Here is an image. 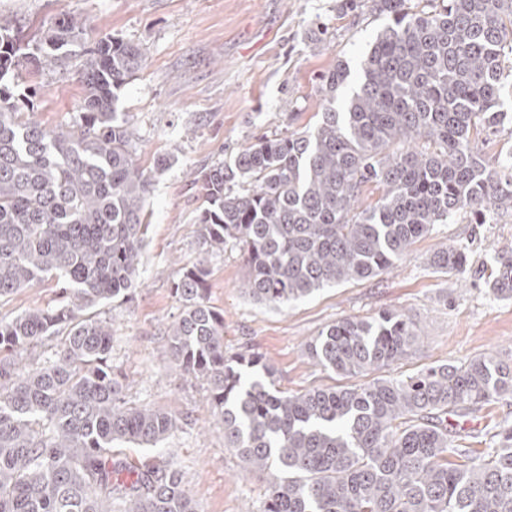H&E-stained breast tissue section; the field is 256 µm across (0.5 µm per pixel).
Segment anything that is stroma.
Returning a JSON list of instances; mask_svg holds the SVG:
<instances>
[{
    "instance_id": "35a3bbf8",
    "label": "stroma",
    "mask_w": 512,
    "mask_h": 512,
    "mask_svg": "<svg viewBox=\"0 0 512 512\" xmlns=\"http://www.w3.org/2000/svg\"><path fill=\"white\" fill-rule=\"evenodd\" d=\"M340 0H0L24 41L36 43L62 15L81 18L86 43L112 36L137 44L144 62L118 92L117 111L131 125L135 158L151 176L142 276L131 300L101 307L112 324V367L125 375L126 398L180 420L164 456L183 475L200 512H260L267 482L244 474L236 453L214 425L206 385L170 362L168 332L181 305L172 286L183 263L204 258L211 271L209 301L224 314L228 353L255 351L277 370L280 389L295 393L338 379L311 359L307 345L329 324L385 310L405 313L419 343L392 375L494 354L512 359V299L489 294L486 278L500 254L512 252V208L493 209L485 223L460 211L418 240L396 269L327 287L275 309L244 290L247 268L238 248L204 254L197 216L204 204L194 176L263 136L300 132L322 109L319 77L338 61L358 71L382 23L343 11ZM80 49L57 67L18 72L37 89L33 119L47 128L73 125L83 104ZM465 248L466 272L439 271V248ZM57 303L55 281L0 300V320ZM512 400L487 404L461 418L474 430L473 448L490 446Z\"/></svg>"
}]
</instances>
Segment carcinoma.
Listing matches in <instances>:
<instances>
[{"label": "carcinoma", "mask_w": 512, "mask_h": 512, "mask_svg": "<svg viewBox=\"0 0 512 512\" xmlns=\"http://www.w3.org/2000/svg\"><path fill=\"white\" fill-rule=\"evenodd\" d=\"M344 0L388 23L348 83L339 61L321 78L324 107L310 130L262 137L197 176L208 252H242L244 288L280 309L330 285L379 276L436 224L468 210L483 223L512 207V162H489L480 132L505 118L512 0ZM84 22L64 16L21 51L17 21L0 15V298L56 280L61 301L0 321V512H198L182 477L159 458L114 452L157 448L178 429L168 412L126 400L113 372L112 330L97 307L128 296L139 277L151 178L134 158L117 91L143 53L112 37L86 50L85 97L70 127L22 115L8 81L33 63L51 69L78 44ZM381 190L361 208L366 187ZM461 247L434 252L437 270L465 272ZM210 269L186 261L172 293L182 311L168 357L207 384L224 447L247 473L266 475L261 512H512V427L476 453L448 414L474 415L512 398V361L480 355L361 385L289 393L257 352L224 354V313L207 298ZM512 299V254L486 281ZM60 338L42 363L28 348ZM419 336L397 311L333 323L307 345L342 378L389 369Z\"/></svg>", "instance_id": "obj_1"}]
</instances>
